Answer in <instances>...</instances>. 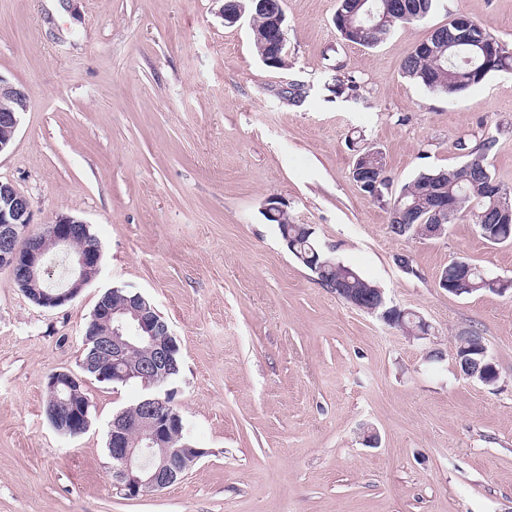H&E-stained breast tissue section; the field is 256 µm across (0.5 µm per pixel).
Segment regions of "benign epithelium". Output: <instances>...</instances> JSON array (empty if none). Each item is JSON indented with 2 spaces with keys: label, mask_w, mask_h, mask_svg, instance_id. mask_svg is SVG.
I'll list each match as a JSON object with an SVG mask.
<instances>
[{
  "label": "benign epithelium",
  "mask_w": 512,
  "mask_h": 512,
  "mask_svg": "<svg viewBox=\"0 0 512 512\" xmlns=\"http://www.w3.org/2000/svg\"><path fill=\"white\" fill-rule=\"evenodd\" d=\"M285 15L278 16L276 24L268 30V51L262 57L266 65L280 58L285 43L282 31ZM0 127L16 132L20 115L29 106L28 93L0 78ZM487 196L493 200L494 214L512 210V197L497 183L487 186ZM33 219L28 198L12 184L0 181V267L11 270L15 282L24 286V294L42 307H59L72 300L98 273L100 250L89 245L71 256L68 285L54 292L35 287L46 273L45 251L42 239L48 237L58 246H67L83 232L85 222L71 216H60L47 225L41 233L32 228ZM446 234L443 224H418L416 236L442 238ZM330 290L346 303L368 313L375 314L380 308L399 314L401 309L387 307L384 292L380 288L354 291L339 281ZM96 320L110 322L112 327L97 338L96 350L112 362L115 378L124 382L138 379L146 387L157 388L171 380L172 338L167 322L155 307L141 294L125 299L120 308H110L98 303L94 310ZM148 337L147 345L140 347L134 339ZM468 348L456 353L459 372L468 378L469 352H476L484 361L483 368L498 379L499 372L488 353L484 341L467 335ZM78 378L67 372L51 375L47 388L53 392L57 410L71 417L70 425L63 431L77 435L88 427V407L79 401L76 387ZM136 433L137 445L126 446L129 434ZM112 438V485L127 499H139L156 494L169 487L205 455L182 437L181 414L173 402V393L164 396H147L130 409L118 412L111 423Z\"/></svg>",
  "instance_id": "obj_1"
}]
</instances>
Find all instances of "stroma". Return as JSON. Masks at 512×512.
Instances as JSON below:
<instances>
[{"instance_id": "35a3bbf8", "label": "stroma", "mask_w": 512, "mask_h": 512, "mask_svg": "<svg viewBox=\"0 0 512 512\" xmlns=\"http://www.w3.org/2000/svg\"><path fill=\"white\" fill-rule=\"evenodd\" d=\"M221 7L0 0V78L30 101L0 180L29 199L35 228L69 215L100 248L95 278L55 308L0 268V512H512V292L438 285L460 258L512 281V243L488 244L465 217L439 239L398 237L387 211L419 174L463 163L462 137L494 138L486 162L512 190V72L457 98L402 73L460 13L512 49V0H438L374 48L341 39L337 0H282L284 70L265 67L249 21L224 23ZM336 76L357 90L334 96ZM292 82L304 100L281 97ZM370 148L390 179L378 197L351 174ZM271 197L389 305L418 313L430 338L320 285L266 220ZM114 288L141 293L168 323L181 360L168 387L205 451L139 499L113 487L106 443L113 416L146 389L81 366L84 328ZM463 329L487 345L494 385L457 370ZM57 372L83 380L81 434L46 416Z\"/></svg>"}]
</instances>
